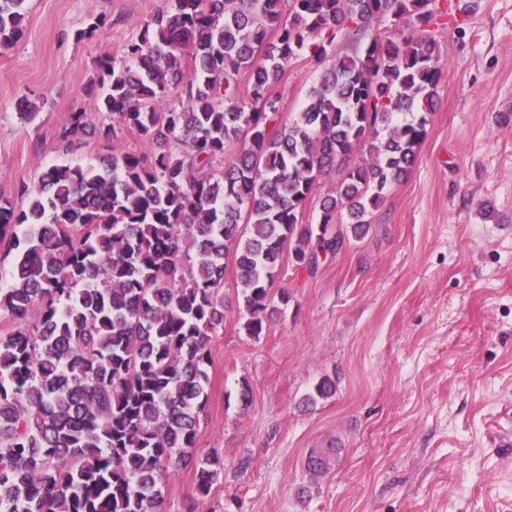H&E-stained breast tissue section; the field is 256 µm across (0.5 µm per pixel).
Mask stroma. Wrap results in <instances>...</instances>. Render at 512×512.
<instances>
[{
    "label": "stroma",
    "instance_id": "obj_1",
    "mask_svg": "<svg viewBox=\"0 0 512 512\" xmlns=\"http://www.w3.org/2000/svg\"><path fill=\"white\" fill-rule=\"evenodd\" d=\"M163 5L27 0L23 37L0 48V195L23 208L22 187L62 158L141 150L127 131L69 146L60 132L74 112L101 122L86 93L99 59L121 56ZM458 6L468 18L442 34L428 135L369 233L315 274L284 265L271 293L292 300L257 340L227 264L196 443L224 468L199 499L192 469L177 471L164 512H512V0ZM316 77L305 58L286 65L281 123ZM23 97L38 109L29 123ZM326 376L335 394L305 405ZM313 448L337 449L326 474L306 470Z\"/></svg>",
    "mask_w": 512,
    "mask_h": 512
}]
</instances>
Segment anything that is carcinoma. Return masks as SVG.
Here are the masks:
<instances>
[{
	"instance_id": "carcinoma-1",
	"label": "carcinoma",
	"mask_w": 512,
	"mask_h": 512,
	"mask_svg": "<svg viewBox=\"0 0 512 512\" xmlns=\"http://www.w3.org/2000/svg\"><path fill=\"white\" fill-rule=\"evenodd\" d=\"M25 3L0 0L1 48L21 38ZM461 13L451 0H171L123 56L99 60L87 94L112 122L74 112L62 137L124 128L143 150L49 167L22 189L27 210L0 196L13 255L0 312L14 320L0 334V512H163L164 478L188 465L195 496L210 494L224 463L195 448L225 260L258 339L283 256L313 273L408 178L442 80L440 35ZM301 55L318 77L281 125L270 90ZM174 93L182 105L168 108ZM340 168L319 222L300 221ZM335 391L325 377L307 400Z\"/></svg>"
}]
</instances>
